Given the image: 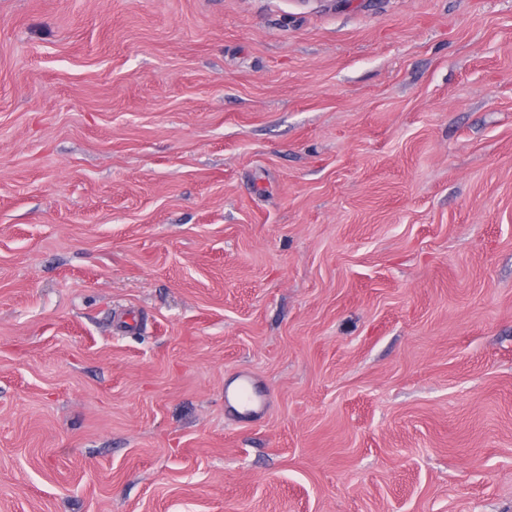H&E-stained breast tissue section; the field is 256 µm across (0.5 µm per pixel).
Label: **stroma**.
<instances>
[{"mask_svg": "<svg viewBox=\"0 0 512 512\" xmlns=\"http://www.w3.org/2000/svg\"><path fill=\"white\" fill-rule=\"evenodd\" d=\"M0 512H512V0H0ZM224 401L247 417L256 416L263 408L262 399L254 390L250 376L245 373L234 385L224 387Z\"/></svg>", "mask_w": 512, "mask_h": 512, "instance_id": "35a3bbf8", "label": "stroma"}]
</instances>
